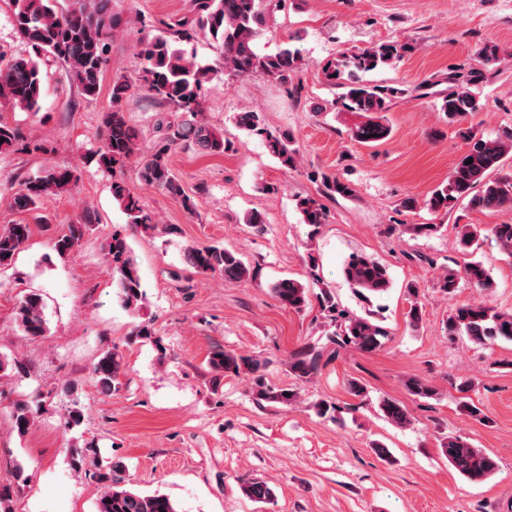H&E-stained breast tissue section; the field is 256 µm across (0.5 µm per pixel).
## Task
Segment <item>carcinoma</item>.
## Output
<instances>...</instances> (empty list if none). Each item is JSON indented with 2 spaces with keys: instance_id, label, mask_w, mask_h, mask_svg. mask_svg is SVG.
<instances>
[{
  "instance_id": "1",
  "label": "carcinoma",
  "mask_w": 512,
  "mask_h": 512,
  "mask_svg": "<svg viewBox=\"0 0 512 512\" xmlns=\"http://www.w3.org/2000/svg\"><path fill=\"white\" fill-rule=\"evenodd\" d=\"M58 0H12L14 23L20 38L29 44L33 53L11 57L0 66V102L9 101L28 111L41 109L43 92L42 58L59 61L71 80L76 82L82 95L91 98L98 94L104 66L107 41L112 38L116 21L109 12V0H68L66 9L57 7ZM191 16L165 24L159 33L141 43L142 68L140 84L157 98L175 104L180 119L158 124L161 135L141 160L139 176L142 182L182 198L187 210L194 211L196 203L188 195L173 173L170 153L178 145L196 147L205 153L222 154L226 149L223 132L201 119V93L204 83L212 79L214 70L196 64L193 59L176 48L168 31L178 35L200 32L217 42L223 50V69L227 75L264 76L284 83L292 79L302 60L297 47H286L274 54H261L255 41L269 27V15L263 0H190ZM404 47L397 43H380L345 53L336 61L323 67L328 82L341 89L340 101L345 111L360 118L351 128V136L358 142L371 144L387 139L390 128L381 122V113L388 110L391 97L398 89L366 83L362 74L380 67L390 66L403 56ZM478 57L483 66H495L501 61L496 44L485 45ZM132 84L119 77L112 82V108L102 114L100 142L94 156L100 168L112 176V197L129 218V223L144 230L155 227L153 217L142 208L139 199L116 176L117 170L140 154L139 137L129 124L122 104L128 98ZM483 107L466 85H459L443 97L441 110L448 120L455 121L478 112ZM239 128L264 138L267 150L286 169H293L297 162V149L290 137L274 136L264 127L261 113L248 110L235 117ZM469 140L468 151L454 166L448 182L435 189L428 201L434 211H448L460 200L480 209L495 211L512 209V175L495 177L507 158H512V132L494 139L477 138L464 132ZM19 141L16 128L0 120V153L15 149ZM471 164H466L468 159ZM74 172L62 166L45 169L10 187L7 198L10 208L17 212L30 211L45 197L59 195L71 189ZM324 194L351 197L352 186L334 176L322 177ZM298 208L304 223L314 226L327 221V209L314 198H301ZM89 230L87 224H71L66 233L57 236L53 248L66 256ZM482 228L464 224L458 231L459 244L471 246ZM490 232L501 251L512 257V224H496ZM31 233L30 225L9 224L0 230V270L11 266L26 245ZM106 260L113 282L119 290L125 309L136 311L145 294L142 291L140 270L131 255L127 238L112 233L106 243ZM186 263L200 274H218L228 280H244L250 270L242 256L218 245L191 248L185 255ZM347 281L356 290L382 294L391 286L387 268L368 256H355L347 263ZM470 285L489 289L493 280L483 265L467 260L461 271L444 274L439 287L445 293L459 288V280ZM272 293L279 303L294 311L303 310L310 302V290L301 282L286 278L272 286ZM321 309L331 320L344 316L337 310L335 297L322 288L316 295ZM44 301L36 293L22 299L16 310V321L22 333L32 338L47 332L43 316ZM448 335H465L474 343L490 346L498 340L512 341V312H500L483 303H469L457 307L446 322ZM384 330L364 317H350L337 325L333 342L338 346H353L363 352H373L382 346ZM320 355L310 348L295 356L290 364L291 373L306 379L316 371ZM208 363L219 377L231 374L245 376L251 382V392L259 402L288 406L296 401L297 393L290 388L272 386L263 378V364L254 356L222 349L210 353ZM93 375L101 390L116 392L125 376L123 354L116 348L102 352L93 367ZM407 390L414 396L430 398L435 395L433 385L424 378L407 381ZM384 417L399 427L409 425L404 408L392 399L380 403ZM35 411L26 400L13 404L11 413L14 427L19 434L29 429ZM448 464L471 481H481L496 470L495 460L460 437H450L442 446ZM124 465L110 461L97 473L103 492L96 503V512H178L175 502L166 494L146 493L126 483L122 473ZM245 495L255 503H269L273 490L263 481L251 479L244 482Z\"/></svg>"
}]
</instances>
